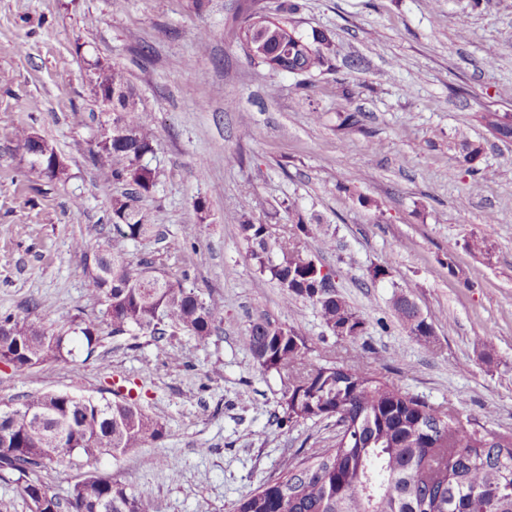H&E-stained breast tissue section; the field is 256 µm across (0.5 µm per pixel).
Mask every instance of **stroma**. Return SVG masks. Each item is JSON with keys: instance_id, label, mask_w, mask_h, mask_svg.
Instances as JSON below:
<instances>
[{"instance_id": "1", "label": "stroma", "mask_w": 512, "mask_h": 512, "mask_svg": "<svg viewBox=\"0 0 512 512\" xmlns=\"http://www.w3.org/2000/svg\"><path fill=\"white\" fill-rule=\"evenodd\" d=\"M0 0V317L49 331L97 324L101 343L79 369L52 363L16 375L0 363V411L32 393L101 398L124 386L165 436L125 454L48 462L41 478L66 497L88 473L151 498L157 512H232L286 465L336 439L333 420L277 425L285 380L262 374L245 346L255 320L294 327L307 360L333 357L387 376L465 426L512 434V143L482 112H512V0ZM334 53L324 72L275 73L237 38L246 11ZM125 68L152 114L155 187L139 205L159 235L131 241L172 281L221 298L208 343L178 331L156 342L115 336L87 291L73 249L111 243L124 183L92 161L107 122L87 63ZM360 122L350 126L347 114ZM53 147L70 178L31 169L18 128ZM484 151L468 173L460 137ZM480 181L472 195L467 186ZM230 213L269 225L320 221L308 250L366 322L363 339L329 335L309 303L284 305L262 280ZM486 248L473 252L472 239ZM385 278L370 280L369 267ZM403 294L433 326L421 340L392 309ZM182 364L170 366V354ZM166 466L143 467L146 457Z\"/></svg>"}]
</instances>
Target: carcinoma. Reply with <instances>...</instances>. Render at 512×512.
<instances>
[{
  "mask_svg": "<svg viewBox=\"0 0 512 512\" xmlns=\"http://www.w3.org/2000/svg\"><path fill=\"white\" fill-rule=\"evenodd\" d=\"M309 51H295L291 65L322 72L329 62L326 37L303 39ZM91 94L115 88L136 96L124 71L110 63H88ZM506 112H484L487 129H512ZM153 117L138 108L112 113V129L100 135L94 162L112 171L127 192L112 200V244L102 250L90 275L88 292L106 303L112 335L137 330L161 341L168 331L189 332L206 344L224 319L222 303L170 280L153 260L134 262L125 243L150 236L158 225L145 221L137 199L156 184V172L143 162L153 151ZM461 163L472 165L483 146L467 138L458 143ZM259 274L276 282L285 305L310 302L334 336L357 340L365 322L325 282L322 264L301 246L312 225L298 219L291 235L273 237L267 224L237 214ZM397 321L419 338L432 325L405 296L393 298ZM96 325L77 324L49 334L12 317L0 319V362L22 375L50 362L76 365L100 345ZM264 374L287 377L280 423L335 419L336 440L286 467L240 499L233 512H512V435L487 439L434 409L389 380L360 365L306 363V337L291 326L260 318L245 338ZM64 399L59 394H29L19 406L0 412V480L15 483L33 512H155L153 501L135 495L112 477L93 473L74 484L64 498L51 493L39 473L48 460L75 454L97 459L138 448L164 435L163 424L132 399ZM511 452L500 457V449Z\"/></svg>",
  "mask_w": 512,
  "mask_h": 512,
  "instance_id": "1",
  "label": "carcinoma"
}]
</instances>
